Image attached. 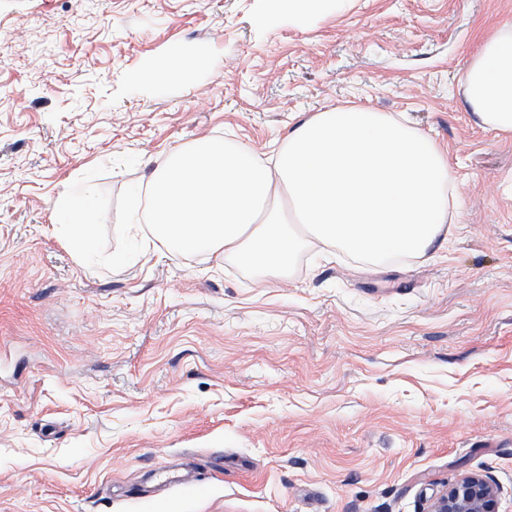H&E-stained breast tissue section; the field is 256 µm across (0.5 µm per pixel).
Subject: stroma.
Listing matches in <instances>:
<instances>
[{
	"label": "stroma",
	"mask_w": 512,
	"mask_h": 512,
	"mask_svg": "<svg viewBox=\"0 0 512 512\" xmlns=\"http://www.w3.org/2000/svg\"><path fill=\"white\" fill-rule=\"evenodd\" d=\"M512 0H349L312 21L265 0H0V512H427L466 473L512 512V133L462 77ZM180 44L194 86L134 83ZM361 104L448 153L461 208L422 257L287 277L152 247L129 191L170 151L269 152ZM106 219L67 247L66 186ZM163 466L204 488L149 492Z\"/></svg>",
	"instance_id": "1"
}]
</instances>
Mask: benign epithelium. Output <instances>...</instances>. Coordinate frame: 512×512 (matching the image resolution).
Listing matches in <instances>:
<instances>
[{
	"instance_id": "obj_1",
	"label": "benign epithelium",
	"mask_w": 512,
	"mask_h": 512,
	"mask_svg": "<svg viewBox=\"0 0 512 512\" xmlns=\"http://www.w3.org/2000/svg\"><path fill=\"white\" fill-rule=\"evenodd\" d=\"M498 491L492 478L465 474L431 500L429 512H497Z\"/></svg>"
}]
</instances>
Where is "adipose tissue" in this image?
<instances>
[{"mask_svg":"<svg viewBox=\"0 0 512 512\" xmlns=\"http://www.w3.org/2000/svg\"><path fill=\"white\" fill-rule=\"evenodd\" d=\"M208 63L196 46L180 45L147 71L191 85ZM462 85L485 125L512 132L511 28L487 38ZM448 183V156L428 136L384 112L332 107L298 121L265 159L214 136L174 149L131 192L130 207L168 251L220 253L283 275L315 244L370 263L424 255L461 207ZM52 216L77 256L93 252L100 213L82 190L60 192Z\"/></svg>","mask_w":512,"mask_h":512,"instance_id":"adipose-tissue-1","label":"adipose tissue"}]
</instances>
